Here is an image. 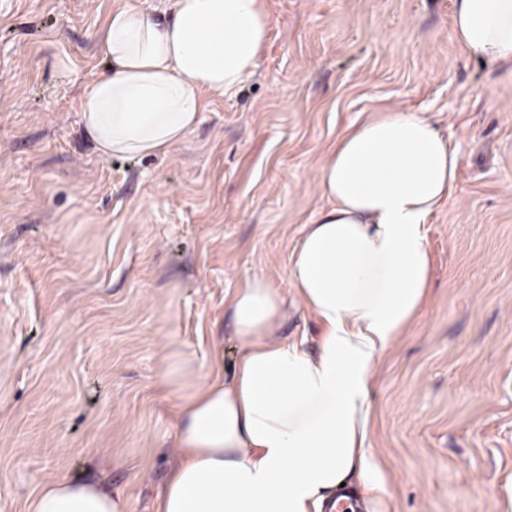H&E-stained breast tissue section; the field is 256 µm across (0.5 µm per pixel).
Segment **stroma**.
Returning <instances> with one entry per match:
<instances>
[{"label": "stroma", "instance_id": "obj_1", "mask_svg": "<svg viewBox=\"0 0 512 512\" xmlns=\"http://www.w3.org/2000/svg\"><path fill=\"white\" fill-rule=\"evenodd\" d=\"M126 2L0 0V512L56 479L152 512L177 404L238 355L246 278L281 289L277 339L315 350L289 256L327 149L387 109L432 118L461 163L425 226L430 299L371 391L391 498L365 512H512V63L462 54L451 0H268L258 69L185 142L103 158L78 99Z\"/></svg>", "mask_w": 512, "mask_h": 512}]
</instances>
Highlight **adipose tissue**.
<instances>
[{"mask_svg":"<svg viewBox=\"0 0 512 512\" xmlns=\"http://www.w3.org/2000/svg\"><path fill=\"white\" fill-rule=\"evenodd\" d=\"M131 4L98 38L104 72L84 86L80 122L105 157L166 154L198 125L206 96L235 92L259 65L267 0ZM465 56L512 63V0H453ZM460 155L426 117L382 111L337 137L286 275L321 329L318 353L273 340L281 294L248 279L229 309L239 353L227 374L178 404L176 463L155 512H322L358 475L388 496L371 445L370 397L384 354L422 313L433 257L424 226L451 195ZM25 512H129L83 482H43Z\"/></svg>","mask_w":512,"mask_h":512,"instance_id":"adipose-tissue-1","label":"adipose tissue"}]
</instances>
